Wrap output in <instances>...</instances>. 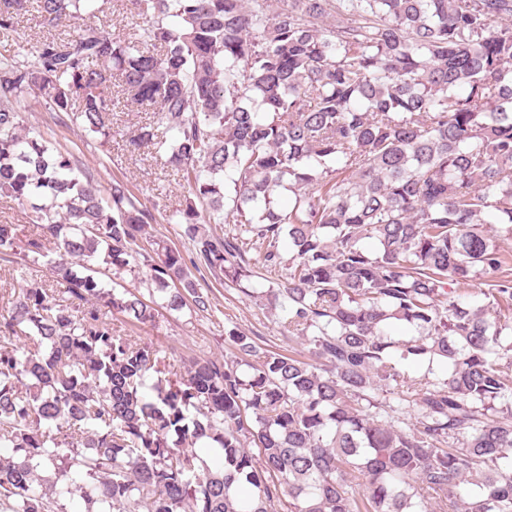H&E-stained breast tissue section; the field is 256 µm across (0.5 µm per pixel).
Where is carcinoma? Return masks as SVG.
I'll list each match as a JSON object with an SVG mask.
<instances>
[{
    "label": "carcinoma",
    "mask_w": 512,
    "mask_h": 512,
    "mask_svg": "<svg viewBox=\"0 0 512 512\" xmlns=\"http://www.w3.org/2000/svg\"><path fill=\"white\" fill-rule=\"evenodd\" d=\"M118 2L0 0L1 34L40 28L0 58V197L31 221L23 239L0 222V259L52 252L64 283L8 269L0 512L77 491L95 512H512V277L483 230L512 237V0H127L114 35ZM31 97L103 144L120 100L153 109L126 148L187 189L171 219L214 278L253 277L252 249L276 270L287 233L266 297L308 355L234 327V358L178 373L120 335L115 312L144 324L211 297L152 239L153 207L24 126ZM98 262L152 299L107 288ZM477 272L483 306L458 293ZM410 357L434 378L400 379Z\"/></svg>",
    "instance_id": "1"
}]
</instances>
